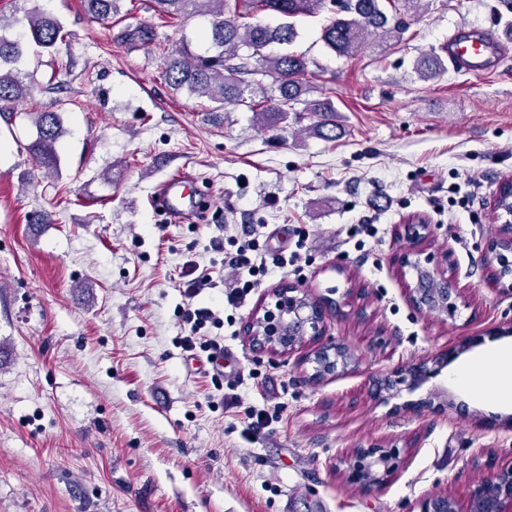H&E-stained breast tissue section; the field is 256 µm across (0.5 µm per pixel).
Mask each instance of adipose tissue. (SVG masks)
I'll list each match as a JSON object with an SVG mask.
<instances>
[{
  "mask_svg": "<svg viewBox=\"0 0 512 512\" xmlns=\"http://www.w3.org/2000/svg\"><path fill=\"white\" fill-rule=\"evenodd\" d=\"M502 349L492 346L471 362L457 366L450 380L464 394L474 396L485 404L496 406L512 403V358L501 356Z\"/></svg>",
  "mask_w": 512,
  "mask_h": 512,
  "instance_id": "ef3b65f1",
  "label": "adipose tissue"
}]
</instances>
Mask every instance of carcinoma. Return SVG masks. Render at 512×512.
<instances>
[{
  "label": "carcinoma",
  "instance_id": "1",
  "mask_svg": "<svg viewBox=\"0 0 512 512\" xmlns=\"http://www.w3.org/2000/svg\"><path fill=\"white\" fill-rule=\"evenodd\" d=\"M122 0H81L84 11L93 19L108 22L120 12ZM424 0H154L159 14L171 19L204 16L208 18V47L195 53L185 47L164 56L165 80L176 91L205 98L211 111L228 105L245 106L255 113L259 123L275 126L288 121V113L302 105V111L314 112L321 121L309 127V133L327 140L336 138V109L330 96L308 100L314 91L304 75L308 60L294 52L274 53V45H288L297 37L289 22L271 27L259 15L275 14L286 19L299 15L327 14L322 38L341 56L359 53L372 36L399 43L407 23L390 22L389 12L418 11ZM30 41L41 53L53 54L63 41L60 22L48 11L36 6L24 12ZM12 23L0 17V110L32 97L33 82L17 68L27 43L23 36L8 33ZM416 71L424 79H433L445 71L436 55L420 57ZM271 79L264 84L261 77ZM36 138L27 149L42 168L54 169L58 163L55 144L63 133L61 116L56 111L33 115Z\"/></svg>",
  "mask_w": 512,
  "mask_h": 512
}]
</instances>
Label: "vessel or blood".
<instances>
[{
  "mask_svg": "<svg viewBox=\"0 0 512 512\" xmlns=\"http://www.w3.org/2000/svg\"><path fill=\"white\" fill-rule=\"evenodd\" d=\"M507 42L506 35L477 33L462 26L449 36L444 52L458 72L479 75L495 68ZM189 183V177L183 174L168 177L158 185L150 204L161 206L171 217L183 214L191 196Z\"/></svg>",
  "mask_w": 512,
  "mask_h": 512,
  "instance_id": "obj_1",
  "label": "vessel or blood"
}]
</instances>
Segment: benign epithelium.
<instances>
[{
	"label": "benign epithelium",
	"instance_id": "benign-epithelium-1",
	"mask_svg": "<svg viewBox=\"0 0 512 512\" xmlns=\"http://www.w3.org/2000/svg\"><path fill=\"white\" fill-rule=\"evenodd\" d=\"M493 210L497 219L503 221V230L487 247V265L491 279L512 292V212H504L496 203ZM430 233L428 224L404 225L408 246L400 265L415 273V286L409 289L413 307L425 315L452 317L458 309L459 289L451 287L447 276L425 266L429 259H421V245ZM272 297L274 307L264 308L263 314L249 325L254 347L276 353L292 350L306 337L317 342L318 348L309 358L315 379L334 376L354 362L347 347L324 340L325 310L320 303L293 294L290 287L274 289ZM438 373L439 369L429 367L426 361L412 363L395 375L378 379L375 393L382 399L392 397L406 380L410 389L415 390ZM348 464L350 481L365 492L379 491L399 469V449L358 447ZM423 512H512V466L486 473L470 491L465 510L458 509L456 500L447 495L429 499Z\"/></svg>",
	"mask_w": 512,
	"mask_h": 512
}]
</instances>
